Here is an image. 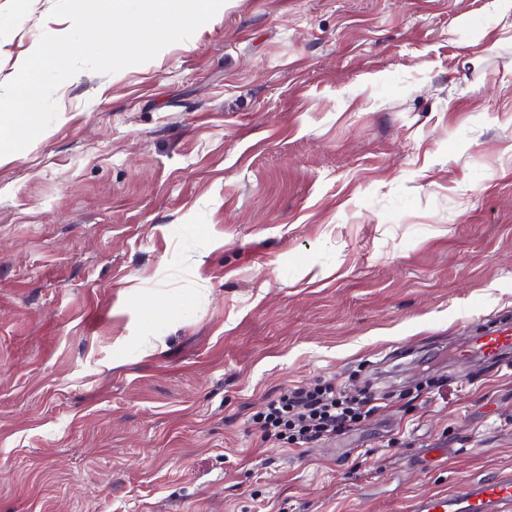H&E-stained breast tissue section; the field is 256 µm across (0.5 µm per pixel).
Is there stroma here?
<instances>
[{
  "instance_id": "obj_1",
  "label": "stroma",
  "mask_w": 512,
  "mask_h": 512,
  "mask_svg": "<svg viewBox=\"0 0 512 512\" xmlns=\"http://www.w3.org/2000/svg\"><path fill=\"white\" fill-rule=\"evenodd\" d=\"M226 0L0 162V512H408L512 472V20ZM55 0H0V84ZM374 397L262 442L286 389ZM512 350L511 324L500 327H491L484 334L478 336L476 342L461 351L465 357H481L495 362H503Z\"/></svg>"
}]
</instances>
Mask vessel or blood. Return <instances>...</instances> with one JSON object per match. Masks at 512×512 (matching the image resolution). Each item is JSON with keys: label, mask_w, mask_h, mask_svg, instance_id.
<instances>
[{"label": "vessel or blood", "mask_w": 512, "mask_h": 512, "mask_svg": "<svg viewBox=\"0 0 512 512\" xmlns=\"http://www.w3.org/2000/svg\"><path fill=\"white\" fill-rule=\"evenodd\" d=\"M512 353V326L489 328L464 349L467 357L503 361ZM411 512H512V475L472 479L464 492H438L414 502Z\"/></svg>", "instance_id": "obj_1"}]
</instances>
